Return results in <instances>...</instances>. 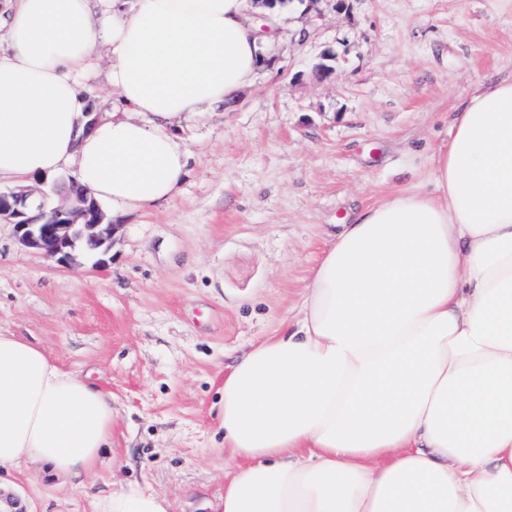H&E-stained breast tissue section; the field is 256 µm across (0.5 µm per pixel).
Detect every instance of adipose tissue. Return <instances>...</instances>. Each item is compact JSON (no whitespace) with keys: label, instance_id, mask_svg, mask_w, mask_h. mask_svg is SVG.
I'll use <instances>...</instances> for the list:
<instances>
[{"label":"adipose tissue","instance_id":"obj_1","mask_svg":"<svg viewBox=\"0 0 512 512\" xmlns=\"http://www.w3.org/2000/svg\"><path fill=\"white\" fill-rule=\"evenodd\" d=\"M0 176L63 168L103 204L171 197L177 117L232 102L258 65L244 0H0ZM111 48L110 117L82 131V76ZM431 189L343 224L302 316L224 379L241 465L214 512H512V78L479 84L432 157ZM112 401L0 335V467L91 471ZM94 512H171L124 485Z\"/></svg>","mask_w":512,"mask_h":512}]
</instances>
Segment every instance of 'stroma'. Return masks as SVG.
I'll list each match as a JSON object with an SVG mask.
<instances>
[{
    "label": "stroma",
    "mask_w": 512,
    "mask_h": 512,
    "mask_svg": "<svg viewBox=\"0 0 512 512\" xmlns=\"http://www.w3.org/2000/svg\"><path fill=\"white\" fill-rule=\"evenodd\" d=\"M275 26L234 104L175 122L182 185L114 210L99 261L59 266L0 224V334L37 344L113 411L88 474H9L18 512H92L126 483L166 495L172 512H211L239 464L219 421L225 373L300 317L342 219L428 188L454 112L476 85L512 76V0H350L342 13L317 0L306 15L282 8Z\"/></svg>",
    "instance_id": "obj_1"
}]
</instances>
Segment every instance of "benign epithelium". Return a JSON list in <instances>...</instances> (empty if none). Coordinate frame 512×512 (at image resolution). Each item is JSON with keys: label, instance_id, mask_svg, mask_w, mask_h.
I'll return each instance as SVG.
<instances>
[{"label": "benign epithelium", "instance_id": "7a95c632", "mask_svg": "<svg viewBox=\"0 0 512 512\" xmlns=\"http://www.w3.org/2000/svg\"><path fill=\"white\" fill-rule=\"evenodd\" d=\"M54 191L63 196L61 203L35 206L24 188L0 190V222L14 226L22 246L60 265L69 264L77 251L88 257L108 253L117 225L106 220L97 200L65 178Z\"/></svg>", "mask_w": 512, "mask_h": 512}]
</instances>
